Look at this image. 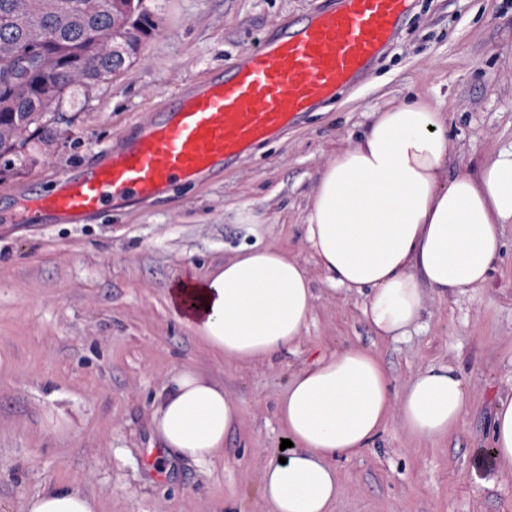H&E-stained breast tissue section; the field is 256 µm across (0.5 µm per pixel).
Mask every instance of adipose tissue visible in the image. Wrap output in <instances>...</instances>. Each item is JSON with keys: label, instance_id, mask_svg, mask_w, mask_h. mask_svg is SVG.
Listing matches in <instances>:
<instances>
[{"label": "adipose tissue", "instance_id": "1", "mask_svg": "<svg viewBox=\"0 0 512 512\" xmlns=\"http://www.w3.org/2000/svg\"><path fill=\"white\" fill-rule=\"evenodd\" d=\"M448 118L421 98L377 112L354 146L335 151L309 199L305 236L330 286L363 298L377 336H407L424 312V291L487 282L512 224V148L449 177ZM303 267L280 247L256 242L170 292L176 319L214 353L264 361L291 346L311 311ZM418 440L453 432L468 397L453 368L430 366L394 392L380 361L353 346L302 366L277 401L294 444L264 469L259 495L272 512H333L342 492L335 461L362 452L392 408ZM238 405L192 369L176 370L155 403L151 438L170 455L203 464L224 448ZM26 512H100L80 489L51 487Z\"/></svg>", "mask_w": 512, "mask_h": 512}]
</instances>
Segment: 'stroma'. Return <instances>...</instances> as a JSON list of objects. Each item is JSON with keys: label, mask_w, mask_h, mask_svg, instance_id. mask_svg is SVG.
<instances>
[{"label": "stroma", "mask_w": 512, "mask_h": 512, "mask_svg": "<svg viewBox=\"0 0 512 512\" xmlns=\"http://www.w3.org/2000/svg\"><path fill=\"white\" fill-rule=\"evenodd\" d=\"M338 0H147L156 30L128 67L63 107L44 134L54 155L18 162L0 181V213L51 170L96 158L153 106L192 89L208 69L241 63L259 34L335 9ZM424 97L448 114L449 176L512 146V0H412L390 46L353 85L250 156L190 188L116 200L73 224L0 222V512H25L50 486L75 485L101 512H272L258 494L284 437L275 409L291 375L320 353L359 346L393 391L419 370L451 366L468 410L447 437L416 441L392 410L370 448L341 457L336 512H512V462L496 456L492 415L512 397V224L488 282L425 292L411 336L379 338L363 300L330 289L305 238L318 172L353 146L373 112ZM261 224L243 223L245 213ZM288 249L314 298L296 342L271 360L213 355L171 315L167 293L243 244ZM223 385L242 408L207 465L172 468L151 452L155 396L177 369Z\"/></svg>", "instance_id": "stroma-1"}]
</instances>
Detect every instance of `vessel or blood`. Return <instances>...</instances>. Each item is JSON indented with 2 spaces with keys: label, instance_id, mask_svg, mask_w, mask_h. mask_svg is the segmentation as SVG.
Wrapping results in <instances>:
<instances>
[{
  "label": "vessel or blood",
  "instance_id": "obj_1",
  "mask_svg": "<svg viewBox=\"0 0 512 512\" xmlns=\"http://www.w3.org/2000/svg\"><path fill=\"white\" fill-rule=\"evenodd\" d=\"M409 2L340 0L333 11L258 39L242 63L210 70L193 91L158 105L101 159L56 173L54 188L36 194L22 222L102 215L115 200L151 199L248 156L365 73Z\"/></svg>",
  "mask_w": 512,
  "mask_h": 512
}]
</instances>
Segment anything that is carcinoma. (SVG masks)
Instances as JSON below:
<instances>
[{
    "instance_id": "obj_1",
    "label": "carcinoma",
    "mask_w": 512,
    "mask_h": 512,
    "mask_svg": "<svg viewBox=\"0 0 512 512\" xmlns=\"http://www.w3.org/2000/svg\"><path fill=\"white\" fill-rule=\"evenodd\" d=\"M153 30L145 0H0V177L65 97L122 69Z\"/></svg>"
}]
</instances>
